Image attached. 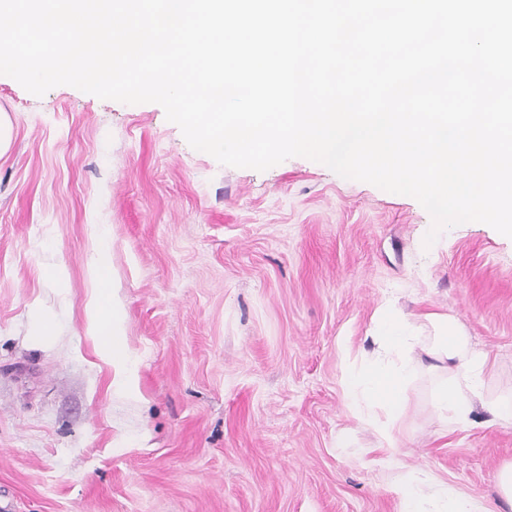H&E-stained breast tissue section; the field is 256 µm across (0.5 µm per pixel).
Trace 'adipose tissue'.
Segmentation results:
<instances>
[{
	"label": "adipose tissue",
	"instance_id": "adipose-tissue-1",
	"mask_svg": "<svg viewBox=\"0 0 512 512\" xmlns=\"http://www.w3.org/2000/svg\"><path fill=\"white\" fill-rule=\"evenodd\" d=\"M113 313L111 295L98 296L93 324L105 329L106 352L116 358L127 385L134 370L118 352L120 330ZM377 323L376 355L347 372L344 392L353 415L377 430L378 450L387 453L396 447L395 428L406 407V391L424 374L431 378L432 406L443 426L466 424L477 403L498 419L512 421V397H488L487 358L472 347L456 317L428 312L412 318L384 305L377 311ZM391 490L401 512H488L479 499L420 469L408 471Z\"/></svg>",
	"mask_w": 512,
	"mask_h": 512
}]
</instances>
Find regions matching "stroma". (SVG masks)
<instances>
[{
  "instance_id": "obj_1",
  "label": "stroma",
  "mask_w": 512,
  "mask_h": 512,
  "mask_svg": "<svg viewBox=\"0 0 512 512\" xmlns=\"http://www.w3.org/2000/svg\"><path fill=\"white\" fill-rule=\"evenodd\" d=\"M1 112L0 507L400 512L390 484L416 468L512 512L497 492L512 422L478 407L443 430L426 381L412 383L401 467L383 472L343 385L390 300L454 315L488 357L490 392L512 387V238L467 222L424 246L414 198L303 157L222 165L156 103L67 85L38 97L0 75ZM97 224L129 392L92 325ZM36 310L56 322L44 343Z\"/></svg>"
}]
</instances>
